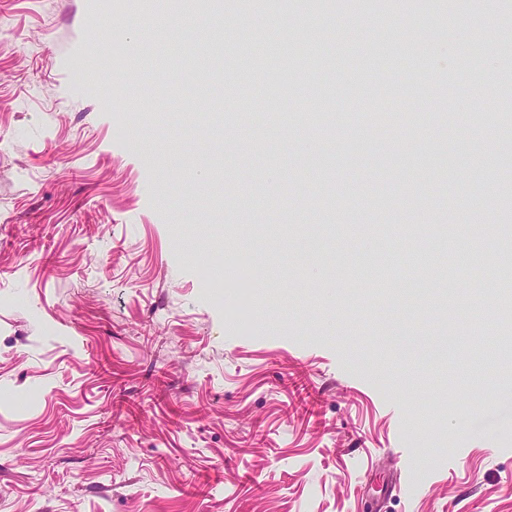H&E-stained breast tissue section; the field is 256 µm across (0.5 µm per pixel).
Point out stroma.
Returning <instances> with one entry per match:
<instances>
[{
  "label": "stroma",
  "mask_w": 512,
  "mask_h": 512,
  "mask_svg": "<svg viewBox=\"0 0 512 512\" xmlns=\"http://www.w3.org/2000/svg\"><path fill=\"white\" fill-rule=\"evenodd\" d=\"M510 17L0 0V512H512V365L430 354L499 327Z\"/></svg>",
  "instance_id": "obj_1"
}]
</instances>
